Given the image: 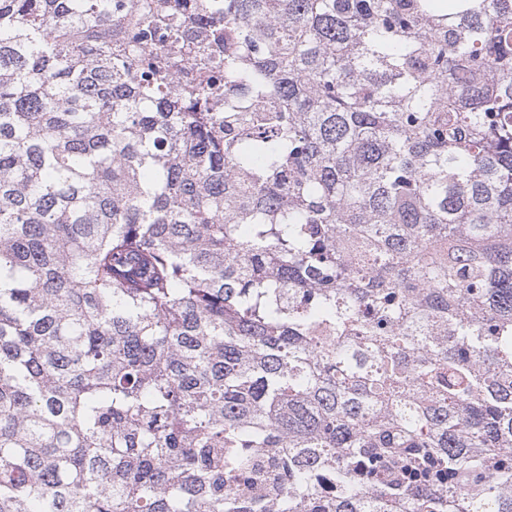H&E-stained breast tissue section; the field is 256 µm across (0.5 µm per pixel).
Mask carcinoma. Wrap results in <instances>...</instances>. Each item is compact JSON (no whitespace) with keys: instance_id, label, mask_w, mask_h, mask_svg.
Listing matches in <instances>:
<instances>
[{"instance_id":"carcinoma-1","label":"carcinoma","mask_w":512,"mask_h":512,"mask_svg":"<svg viewBox=\"0 0 512 512\" xmlns=\"http://www.w3.org/2000/svg\"><path fill=\"white\" fill-rule=\"evenodd\" d=\"M0 512H512V0H0Z\"/></svg>"}]
</instances>
